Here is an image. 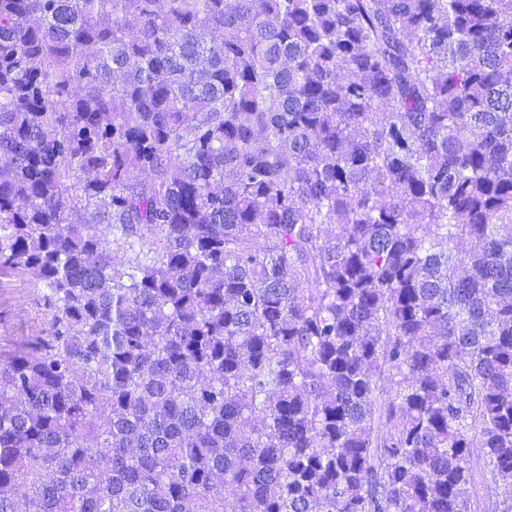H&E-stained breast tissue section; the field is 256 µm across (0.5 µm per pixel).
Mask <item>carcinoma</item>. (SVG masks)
<instances>
[{"mask_svg":"<svg viewBox=\"0 0 512 512\" xmlns=\"http://www.w3.org/2000/svg\"><path fill=\"white\" fill-rule=\"evenodd\" d=\"M1 271L0 512H512V0H0ZM39 287L21 274H0V353L47 327ZM468 465L477 480L481 481L477 485V496L473 498L471 509H474L475 512H493L495 503L498 500V493L492 483L488 482L487 479L482 480L481 478V475L484 473V458L480 448L472 449Z\"/></svg>","mask_w":512,"mask_h":512,"instance_id":"cac0c4a2","label":"carcinoma"}]
</instances>
